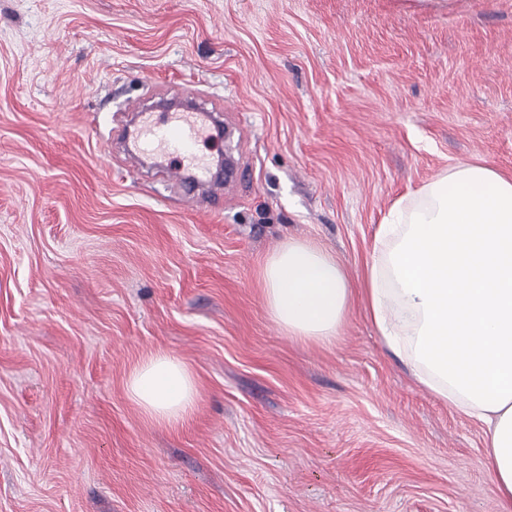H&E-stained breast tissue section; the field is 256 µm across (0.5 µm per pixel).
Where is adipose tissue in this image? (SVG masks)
I'll use <instances>...</instances> for the list:
<instances>
[{
  "instance_id": "1",
  "label": "adipose tissue",
  "mask_w": 512,
  "mask_h": 512,
  "mask_svg": "<svg viewBox=\"0 0 512 512\" xmlns=\"http://www.w3.org/2000/svg\"><path fill=\"white\" fill-rule=\"evenodd\" d=\"M386 245L363 279L370 320L419 382L484 426L486 468L512 512V176L460 162L394 203ZM266 307L288 334L336 338L352 298L334 255L283 242L260 270ZM129 400L161 425L192 413L198 389L177 356L156 353L127 376Z\"/></svg>"
}]
</instances>
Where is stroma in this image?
<instances>
[{
  "label": "stroma",
  "instance_id": "obj_1",
  "mask_svg": "<svg viewBox=\"0 0 512 512\" xmlns=\"http://www.w3.org/2000/svg\"><path fill=\"white\" fill-rule=\"evenodd\" d=\"M233 104L241 179L189 200L129 105ZM512 174V0H0V512H499L484 427L420 385L359 292L392 204ZM288 239L356 290L332 343L258 280ZM182 359L169 428L130 369ZM126 392L143 414L161 425L185 421L198 396L188 366L179 357L164 352L153 354L132 368Z\"/></svg>",
  "mask_w": 512,
  "mask_h": 512
}]
</instances>
